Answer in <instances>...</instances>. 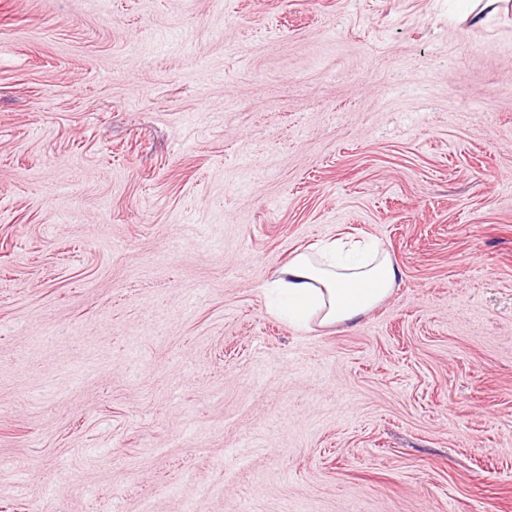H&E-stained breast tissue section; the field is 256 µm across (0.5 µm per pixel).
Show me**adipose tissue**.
<instances>
[{
    "label": "adipose tissue",
    "instance_id": "ef3b65f1",
    "mask_svg": "<svg viewBox=\"0 0 512 512\" xmlns=\"http://www.w3.org/2000/svg\"><path fill=\"white\" fill-rule=\"evenodd\" d=\"M399 269L378 242L332 240L316 252L297 253L276 272L275 288L289 320L332 326L356 321L394 288Z\"/></svg>",
    "mask_w": 512,
    "mask_h": 512
}]
</instances>
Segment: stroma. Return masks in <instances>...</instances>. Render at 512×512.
<instances>
[{"mask_svg":"<svg viewBox=\"0 0 512 512\" xmlns=\"http://www.w3.org/2000/svg\"><path fill=\"white\" fill-rule=\"evenodd\" d=\"M188 501L512 512V0H0V512ZM399 269L378 242L323 244L317 252H299L276 272L273 282L284 298L288 319L307 327L356 321L394 288Z\"/></svg>","mask_w":512,"mask_h":512,"instance_id":"35a3bbf8","label":"stroma"}]
</instances>
